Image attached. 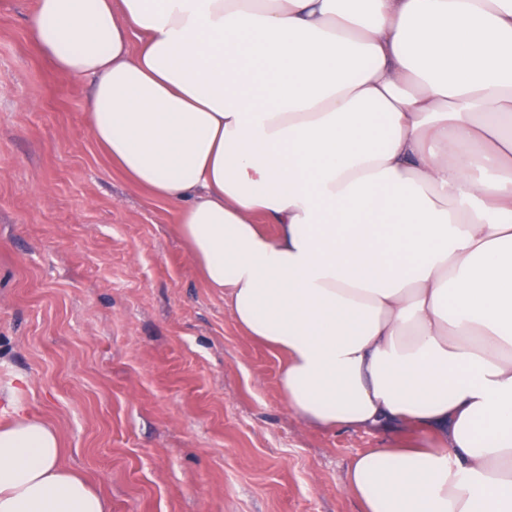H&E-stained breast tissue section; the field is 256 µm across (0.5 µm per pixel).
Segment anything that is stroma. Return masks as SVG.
<instances>
[{"instance_id": "1", "label": "stroma", "mask_w": 512, "mask_h": 512, "mask_svg": "<svg viewBox=\"0 0 512 512\" xmlns=\"http://www.w3.org/2000/svg\"><path fill=\"white\" fill-rule=\"evenodd\" d=\"M35 4L0 0V416L24 376L111 512H359L347 468L381 436L288 411L280 355L96 145L90 84L40 53Z\"/></svg>"}]
</instances>
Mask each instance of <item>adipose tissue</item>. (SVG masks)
I'll use <instances>...</instances> for the list:
<instances>
[{
    "instance_id": "1",
    "label": "adipose tissue",
    "mask_w": 512,
    "mask_h": 512,
    "mask_svg": "<svg viewBox=\"0 0 512 512\" xmlns=\"http://www.w3.org/2000/svg\"><path fill=\"white\" fill-rule=\"evenodd\" d=\"M29 26L284 355L288 409L383 435L347 470L362 512H512V0H38ZM22 392L0 512H109Z\"/></svg>"
}]
</instances>
